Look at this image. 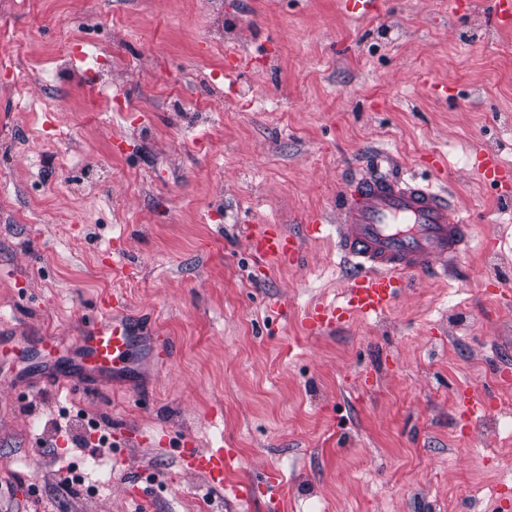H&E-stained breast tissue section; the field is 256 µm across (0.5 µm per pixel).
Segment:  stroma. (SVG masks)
<instances>
[{"instance_id":"obj_1","label":"stroma","mask_w":512,"mask_h":512,"mask_svg":"<svg viewBox=\"0 0 512 512\" xmlns=\"http://www.w3.org/2000/svg\"><path fill=\"white\" fill-rule=\"evenodd\" d=\"M449 1L360 19L339 0H0V58L29 72L14 90L0 70V512H512V202L472 171L482 150L512 169V29L492 0ZM89 35L122 110L84 65L55 71ZM48 121L68 134L49 152ZM378 166L448 186L477 238L383 315L306 334L343 300L336 199ZM75 169L101 192L73 195ZM261 224L299 261L266 270ZM114 291L169 360L138 349L94 395L31 387L42 337L73 348ZM462 387L487 401L474 417ZM76 410L112 436L94 495L61 485L92 455ZM184 447L233 449L252 502L182 470ZM249 249L260 259L278 265L292 264L300 257V243L277 224H264L252 231L248 237Z\"/></svg>"}]
</instances>
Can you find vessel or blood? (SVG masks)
<instances>
[{
	"mask_svg": "<svg viewBox=\"0 0 512 512\" xmlns=\"http://www.w3.org/2000/svg\"><path fill=\"white\" fill-rule=\"evenodd\" d=\"M475 174L489 184L502 182L512 171L495 153H479ZM336 241L349 269L345 301L318 304L302 321L310 335L330 333L356 317L386 312L415 276L447 275L471 245L473 225L461 214L451 190L416 176L377 172L353 177L336 201ZM260 259L279 265L297 262L300 243L280 226L264 224L248 237ZM98 318L85 326L71 363L57 366L55 381L78 384L80 377H116L128 366L141 333L126 318L127 301L113 293L98 301ZM233 460L220 448H184L180 462L220 487Z\"/></svg>",
	"mask_w": 512,
	"mask_h": 512,
	"instance_id": "vessel-or-blood-1",
	"label": "vessel or blood"
}]
</instances>
